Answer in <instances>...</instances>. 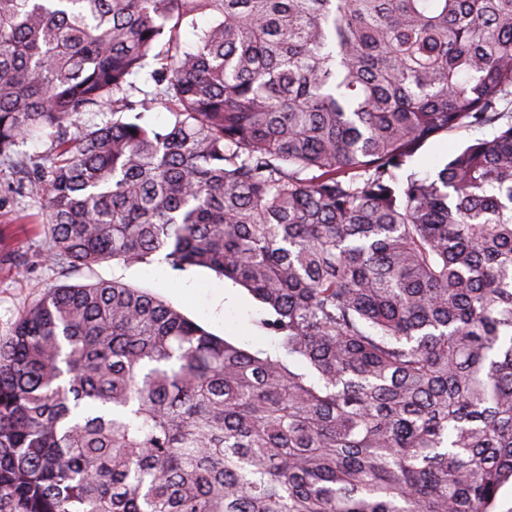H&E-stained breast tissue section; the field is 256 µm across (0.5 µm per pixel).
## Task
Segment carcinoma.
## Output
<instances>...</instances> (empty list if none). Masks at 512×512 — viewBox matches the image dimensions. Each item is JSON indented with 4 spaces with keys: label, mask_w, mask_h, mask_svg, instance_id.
<instances>
[{
    "label": "carcinoma",
    "mask_w": 512,
    "mask_h": 512,
    "mask_svg": "<svg viewBox=\"0 0 512 512\" xmlns=\"http://www.w3.org/2000/svg\"><path fill=\"white\" fill-rule=\"evenodd\" d=\"M510 97L512 0H0V157L53 130L51 255L213 270L276 343L119 278L49 289L0 339V512H496ZM492 133L489 128H470L456 134L442 135L418 154L408 170L397 172V176L400 180L405 179L410 172H414L419 177L433 176L436 167L455 151L460 143L468 140L488 139Z\"/></svg>",
    "instance_id": "obj_1"
}]
</instances>
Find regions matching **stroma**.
Segmentation results:
<instances>
[{
    "instance_id": "obj_1",
    "label": "stroma",
    "mask_w": 512,
    "mask_h": 512,
    "mask_svg": "<svg viewBox=\"0 0 512 512\" xmlns=\"http://www.w3.org/2000/svg\"><path fill=\"white\" fill-rule=\"evenodd\" d=\"M491 135V129L471 128L440 136L418 154L411 170L421 177L434 175L460 143ZM52 145L43 131L21 143L11 158H0V339L11 334L22 311L48 288L119 277L179 306L214 335L253 352L272 348L271 337L260 326L268 315L265 305L209 270L179 271L157 261L130 266L105 261L63 272L49 255L40 200L18 190L26 172L42 164Z\"/></svg>"
}]
</instances>
